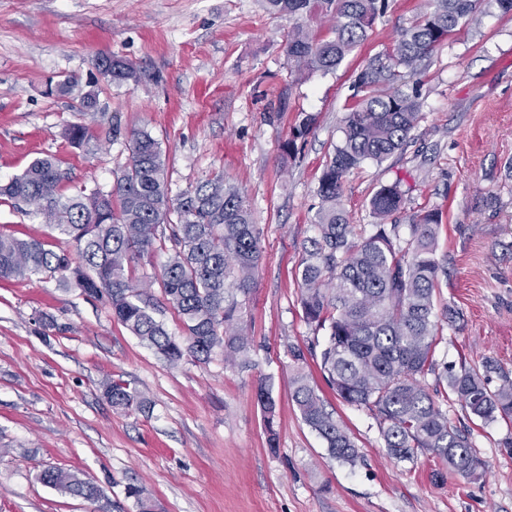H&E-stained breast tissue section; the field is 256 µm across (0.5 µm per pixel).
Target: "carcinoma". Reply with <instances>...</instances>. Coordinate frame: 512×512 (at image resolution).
I'll use <instances>...</instances> for the list:
<instances>
[{
    "mask_svg": "<svg viewBox=\"0 0 512 512\" xmlns=\"http://www.w3.org/2000/svg\"><path fill=\"white\" fill-rule=\"evenodd\" d=\"M485 1L512 14V0H433V10L404 30L385 57L361 70L356 89L362 97L346 114L342 141L319 179L316 235L305 240L297 272L303 318L313 336L303 348L288 346L295 364L290 386L304 423L325 440L333 459L351 466L359 459L358 448L311 382L305 370L310 359L338 399L374 416L388 455L399 461L413 460L420 450L470 481L486 471L468 437L428 391L424 379L430 375L446 383L468 416L485 424L512 419V381L491 389L488 373L497 369L493 362H486L482 373L465 366L456 372L435 358L442 339L436 289L440 276H448L447 258L437 256L439 213L411 214L403 226L399 183L382 185L369 201L379 223L354 242V225L341 203L347 176L367 161L379 164L403 150L418 124L416 92L397 85L402 71L416 73L460 23L475 20ZM263 2L276 14H335L330 37L315 38L300 23L289 32L288 60L299 72L336 69L386 9V0ZM94 66L118 85L141 80V72L117 56L101 54ZM314 122L306 116L294 126L288 146L306 139ZM63 136L77 148L97 142L92 128L82 123L68 125ZM71 183L62 160L45 154L0 184V202L30 207L76 249L72 255L54 250L46 240L1 232L0 278L59 277L61 286L103 301L114 319L171 366L187 356L206 364L218 351L227 362L250 363L252 338L244 334L240 318L255 284L262 231L241 191L216 174L171 197L166 154L146 129L131 130L128 162L111 190L81 187L72 192ZM158 252L167 254L160 278L135 277L136 265ZM156 280L182 320V340L152 315L154 303L145 289ZM103 393L115 410L148 406L142 392L120 377L108 380ZM255 396L274 452L275 399L263 383ZM39 481L85 499L101 495L75 471L47 468ZM126 494L136 512H158L145 487L131 484Z\"/></svg>",
    "mask_w": 512,
    "mask_h": 512,
    "instance_id": "carcinoma-1",
    "label": "carcinoma"
}]
</instances>
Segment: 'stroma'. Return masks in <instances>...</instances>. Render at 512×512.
<instances>
[{"label":"stroma","instance_id":"35a3bbf8","mask_svg":"<svg viewBox=\"0 0 512 512\" xmlns=\"http://www.w3.org/2000/svg\"><path fill=\"white\" fill-rule=\"evenodd\" d=\"M428 8L388 0L367 39L325 73L290 66L296 21L262 0H0V182L49 153L74 186L111 190L130 130L144 128L167 154L171 196L223 174L262 230L241 322L252 370L219 354L170 366L103 302L41 276L0 279V512H135L131 484L162 512H512V422L486 425L456 397L442 400L487 465L472 482L440 472L428 453L391 459L370 412L331 397L360 453L353 466L334 460L290 397L287 347L311 334L296 272L315 234L319 178L356 103L358 73ZM101 53L131 62L141 80L112 84L93 65ZM68 77L74 86L60 92ZM407 86L421 104L408 144L353 171L342 203L351 224L371 228L372 195L397 181L406 213L441 212L448 278L437 305L461 309L464 320L444 326L435 357L477 370L495 361V388L512 380V15L482 6ZM90 89L96 104L85 114L78 104ZM307 114L316 123L288 153ZM81 122L98 137L87 151L62 136ZM0 231L69 247L22 207L0 204ZM118 376L149 398L146 412L113 410L103 384ZM262 381L277 404L273 452L255 401ZM48 467L80 472L100 497L43 485Z\"/></svg>","mask_w":512,"mask_h":512}]
</instances>
